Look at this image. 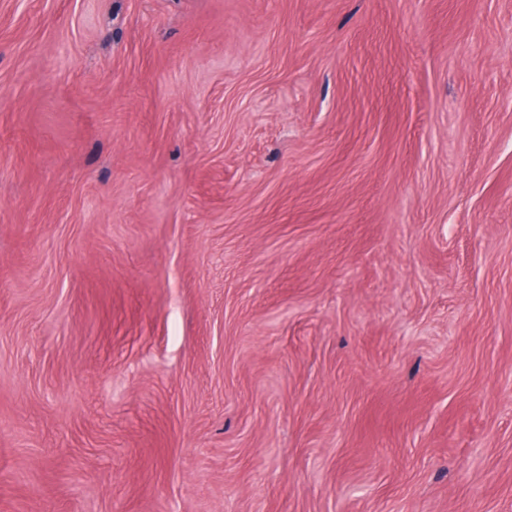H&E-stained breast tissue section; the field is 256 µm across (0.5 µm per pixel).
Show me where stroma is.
<instances>
[{"instance_id":"obj_1","label":"stroma","mask_w":512,"mask_h":512,"mask_svg":"<svg viewBox=\"0 0 512 512\" xmlns=\"http://www.w3.org/2000/svg\"><path fill=\"white\" fill-rule=\"evenodd\" d=\"M0 512H512V0H0Z\"/></svg>"}]
</instances>
